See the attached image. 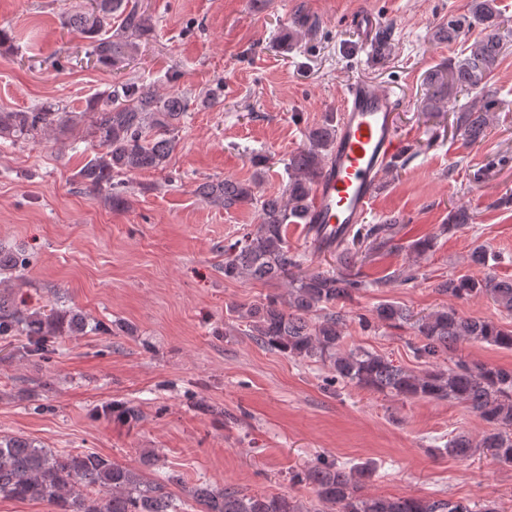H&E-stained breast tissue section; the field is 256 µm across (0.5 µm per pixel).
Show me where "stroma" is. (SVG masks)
Returning <instances> with one entry per match:
<instances>
[{"mask_svg": "<svg viewBox=\"0 0 512 512\" xmlns=\"http://www.w3.org/2000/svg\"><path fill=\"white\" fill-rule=\"evenodd\" d=\"M153 16L135 60L115 73L88 62L87 41L67 13L91 0H0V110L57 103L80 111L123 80L187 94L192 104L165 171L128 178L129 206L112 210L78 182L91 143L69 148L57 131L0 145V255L24 256L22 275H0V295L31 309L74 308L87 326L56 340L46 358L22 355L21 336H0V436H22L56 453L97 451L119 463L152 454L174 475L170 492L197 512L199 483L308 501L294 472L325 458L375 473L364 494L465 501L512 512V465L485 449L467 459L438 455L464 434L480 440L484 422L466 404L397 397L331 383L327 367L257 344L234 306L281 294L279 282L230 281L224 249L257 223L253 206L215 208L196 188L209 178L259 179L283 193L289 157L306 132L338 115L346 86L361 79L395 90V124L406 146L388 168L368 223L399 219L394 247L355 266L365 287L347 309L346 346L376 351L417 372L411 324L361 330L356 315L392 302L418 314L453 306L464 316L511 324L487 298L451 299L436 290L453 276L512 280V0H498L507 32L488 86L503 108L485 139L466 143L449 112H423L425 76L455 55L433 41L436 26L469 12L471 0H137ZM370 10L393 28L395 49L372 59L350 25ZM307 17L299 40L281 48L294 15ZM468 206L474 223L448 228ZM434 238L419 256L412 242ZM484 245L495 259L474 265ZM410 268L417 278L393 281ZM132 405L133 424L101 416Z\"/></svg>", "mask_w": 512, "mask_h": 512, "instance_id": "obj_1", "label": "stroma"}]
</instances>
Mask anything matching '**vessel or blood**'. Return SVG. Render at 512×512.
Here are the masks:
<instances>
[{
  "mask_svg": "<svg viewBox=\"0 0 512 512\" xmlns=\"http://www.w3.org/2000/svg\"><path fill=\"white\" fill-rule=\"evenodd\" d=\"M398 99L363 81L343 96L335 143L314 194L310 223L336 245L371 209L377 184L404 146L393 116Z\"/></svg>",
  "mask_w": 512,
  "mask_h": 512,
  "instance_id": "obj_1",
  "label": "vessel or blood"
}]
</instances>
